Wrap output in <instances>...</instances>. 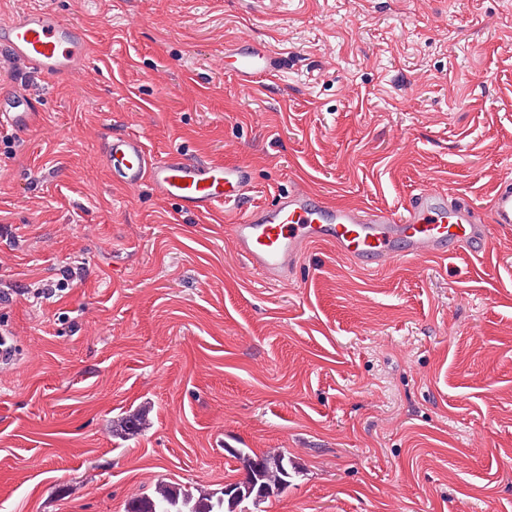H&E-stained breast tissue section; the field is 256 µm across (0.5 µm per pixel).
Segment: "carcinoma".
<instances>
[{"mask_svg":"<svg viewBox=\"0 0 512 512\" xmlns=\"http://www.w3.org/2000/svg\"><path fill=\"white\" fill-rule=\"evenodd\" d=\"M244 471V478L233 483L234 496L223 489H198L193 491L176 482L160 479L152 493L128 500L125 512L138 502V512H243L242 504L255 501L260 495L279 496L292 485L296 466L286 452L256 453L251 448H229Z\"/></svg>","mask_w":512,"mask_h":512,"instance_id":"carcinoma-1","label":"carcinoma"}]
</instances>
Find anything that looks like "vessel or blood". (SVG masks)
Instances as JSON below:
<instances>
[{
  "label": "vessel or blood",
  "mask_w": 512,
  "mask_h": 512,
  "mask_svg": "<svg viewBox=\"0 0 512 512\" xmlns=\"http://www.w3.org/2000/svg\"><path fill=\"white\" fill-rule=\"evenodd\" d=\"M90 34L46 8L32 9L0 25V48L16 63L45 77L83 71ZM224 69L243 89L275 75L278 62L262 42L234 38L224 49ZM39 122L25 92L0 98V129L33 131ZM100 160L114 186L135 190L150 185L182 210L208 215L237 212L224 237L235 254L265 282L286 281L315 248L329 246L359 268L374 272L404 260L444 258L458 249L481 257L493 231L512 230V179L500 182L490 199V223L473 206L428 186L414 194L403 216L336 204L297 185L272 202L253 205L251 169L241 163H214L172 150L156 157L136 133L106 138Z\"/></svg>",
  "instance_id": "1"
}]
</instances>
